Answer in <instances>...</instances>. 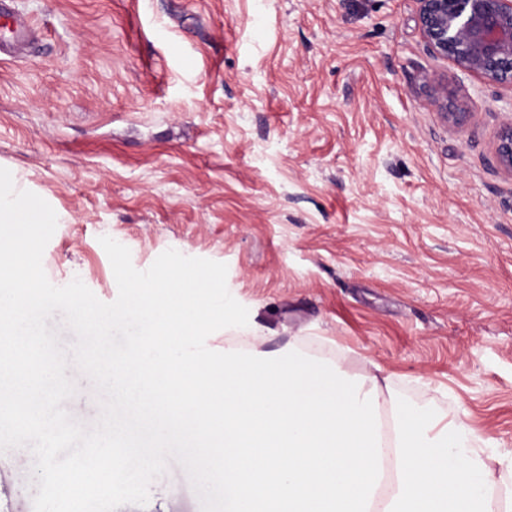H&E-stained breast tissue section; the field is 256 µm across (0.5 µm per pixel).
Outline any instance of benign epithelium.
Returning <instances> with one entry per match:
<instances>
[{
	"instance_id": "1",
	"label": "benign epithelium",
	"mask_w": 512,
	"mask_h": 512,
	"mask_svg": "<svg viewBox=\"0 0 512 512\" xmlns=\"http://www.w3.org/2000/svg\"><path fill=\"white\" fill-rule=\"evenodd\" d=\"M417 21L427 51L483 80L512 87V0H416ZM443 119L460 128L469 113L439 102ZM499 167L512 175V117L495 145Z\"/></svg>"
}]
</instances>
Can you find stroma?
<instances>
[{"label": "stroma", "instance_id": "1", "mask_svg": "<svg viewBox=\"0 0 512 512\" xmlns=\"http://www.w3.org/2000/svg\"><path fill=\"white\" fill-rule=\"evenodd\" d=\"M12 2L37 36L0 53V166L69 216L43 254L53 285L115 301L103 236L141 271L170 248L224 263L266 336L224 328L209 349L380 366L394 397L512 454V176L494 154L512 88L427 53L415 0ZM66 374L64 409L93 425V384ZM32 467L0 454V512H33ZM116 512L201 506L172 461L146 508Z\"/></svg>", "mask_w": 512, "mask_h": 512}]
</instances>
